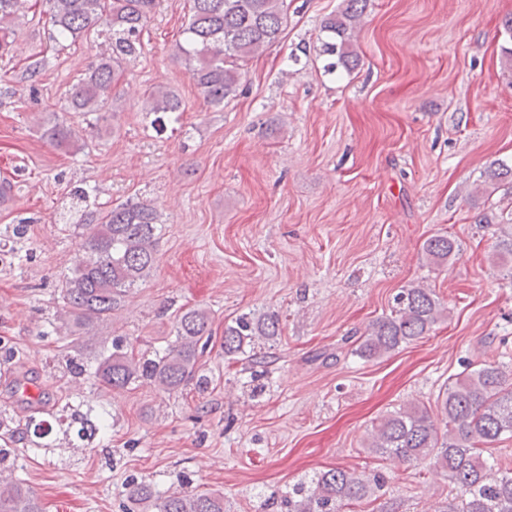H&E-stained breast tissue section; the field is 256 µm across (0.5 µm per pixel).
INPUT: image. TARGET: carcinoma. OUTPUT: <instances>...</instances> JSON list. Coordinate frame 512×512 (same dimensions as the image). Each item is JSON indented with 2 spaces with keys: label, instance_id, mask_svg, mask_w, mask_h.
Instances as JSON below:
<instances>
[{
  "label": "carcinoma",
  "instance_id": "obj_1",
  "mask_svg": "<svg viewBox=\"0 0 512 512\" xmlns=\"http://www.w3.org/2000/svg\"><path fill=\"white\" fill-rule=\"evenodd\" d=\"M28 0H0V53L7 54L14 42L16 21ZM190 21L184 29L179 51L189 65L190 77L205 101L222 106L236 96L241 63L279 42L288 21L287 0H190ZM370 0H342L339 9L320 24L317 57L323 70L354 72L361 64L355 49L358 30ZM158 0H53L50 22L63 41L76 42L85 32L104 25L110 32L109 46L73 83L66 97V111L87 115L105 110L127 66L142 51L141 33ZM181 111L177 94L155 86L146 94L144 112L151 124L164 128L165 117ZM43 137L58 149L77 153L85 148L64 121L42 125ZM512 186V162L498 160L482 174L475 192L491 195L501 186ZM79 227L87 230L84 255L78 260L60 290L61 309L49 325L67 327L77 341L112 318L122 300L154 271L157 246L164 224L158 209L147 200L127 201L101 218L80 216ZM423 255L441 266L459 254L456 241L445 234L425 240ZM493 260L512 261V234L496 244ZM447 316V308L435 291L423 284L401 289L390 314L381 316L356 339L352 354L376 358L428 335ZM175 339L162 350L127 353L123 341L112 340V353L103 357L93 376L102 385L125 390L147 381L170 394L189 383L206 389L208 375L200 358L212 336L210 314L189 308L176 317ZM281 335L278 313L242 314L224 325V357H243L262 372L256 342L272 343ZM444 428H439L428 408L403 406L380 419L364 440V447L377 457H392L426 463L448 474L460 491L451 512H512V468L501 463L494 450L512 438V366L503 362H479L448 378V387L437 398ZM78 437L87 429L105 433L107 413L95 422L80 414ZM29 443L42 442L52 429L39 421L31 424ZM13 449L0 448V512H43L37 498L20 481L3 474ZM383 488L378 475L368 477L349 468L317 471L282 492L274 505L280 512H352L353 506L377 496ZM124 512H226L224 495L185 488L161 490L142 480L133 481L121 493Z\"/></svg>",
  "mask_w": 512,
  "mask_h": 512
}]
</instances>
